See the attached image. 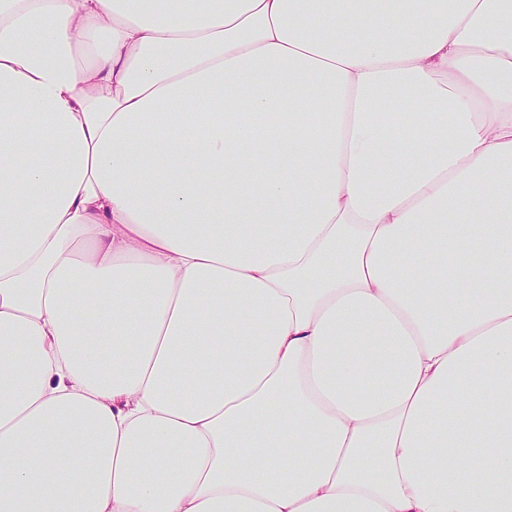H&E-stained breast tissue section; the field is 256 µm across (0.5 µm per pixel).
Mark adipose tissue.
Here are the masks:
<instances>
[{"instance_id": "obj_1", "label": "adipose tissue", "mask_w": 512, "mask_h": 512, "mask_svg": "<svg viewBox=\"0 0 512 512\" xmlns=\"http://www.w3.org/2000/svg\"><path fill=\"white\" fill-rule=\"evenodd\" d=\"M505 18L0 0V512H512Z\"/></svg>"}]
</instances>
